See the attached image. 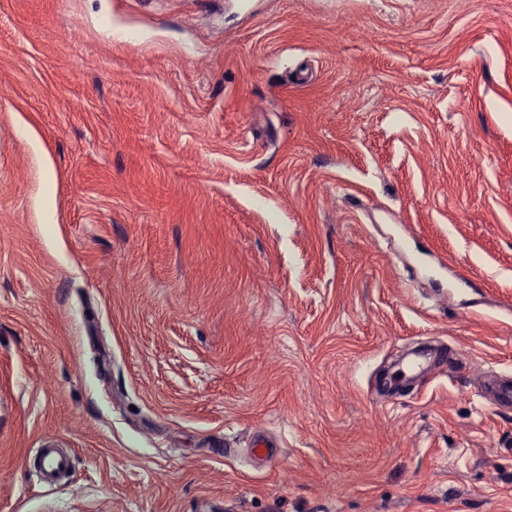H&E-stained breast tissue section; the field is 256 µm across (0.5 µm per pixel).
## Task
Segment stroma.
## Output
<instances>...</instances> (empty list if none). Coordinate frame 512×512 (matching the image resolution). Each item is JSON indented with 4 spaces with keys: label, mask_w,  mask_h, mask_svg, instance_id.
<instances>
[{
    "label": "stroma",
    "mask_w": 512,
    "mask_h": 512,
    "mask_svg": "<svg viewBox=\"0 0 512 512\" xmlns=\"http://www.w3.org/2000/svg\"><path fill=\"white\" fill-rule=\"evenodd\" d=\"M492 370L512 0H0V512H512ZM37 463L33 471L42 484L53 486L61 481V478L71 470V456L59 448L51 445H43L37 450Z\"/></svg>",
    "instance_id": "1"
}]
</instances>
